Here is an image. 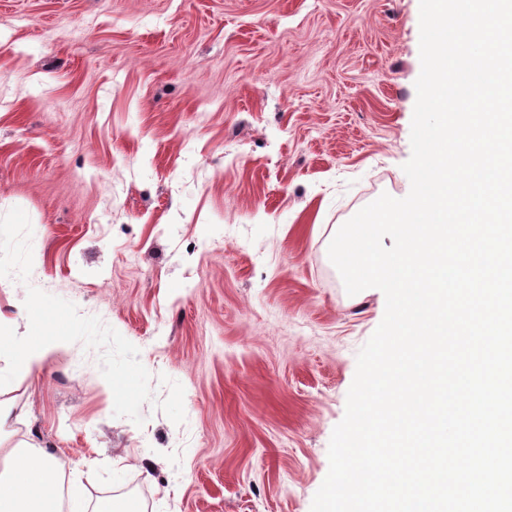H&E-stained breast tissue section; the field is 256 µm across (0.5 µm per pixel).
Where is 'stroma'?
<instances>
[{
    "mask_svg": "<svg viewBox=\"0 0 512 512\" xmlns=\"http://www.w3.org/2000/svg\"><path fill=\"white\" fill-rule=\"evenodd\" d=\"M419 0H0V314L33 443L146 512H311L357 354L336 227L402 198ZM19 314L26 321L28 336L4 338L0 332V359L7 356L14 369L27 374L40 371L48 356L63 346L60 334L43 331L45 319L38 304L18 306Z\"/></svg>",
    "mask_w": 512,
    "mask_h": 512,
    "instance_id": "35a3bbf8",
    "label": "stroma"
}]
</instances>
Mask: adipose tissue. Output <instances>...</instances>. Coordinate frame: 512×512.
Here are the masks:
<instances>
[{"label": "adipose tissue", "mask_w": 512, "mask_h": 512, "mask_svg": "<svg viewBox=\"0 0 512 512\" xmlns=\"http://www.w3.org/2000/svg\"><path fill=\"white\" fill-rule=\"evenodd\" d=\"M19 312L27 334L0 336V356H7L13 368L31 374L43 368L63 340L60 334L44 331L38 304H23ZM80 492L79 486H64L61 468L51 453L31 444L0 447V512H62L63 496Z\"/></svg>", "instance_id": "ef3b65f1"}]
</instances>
